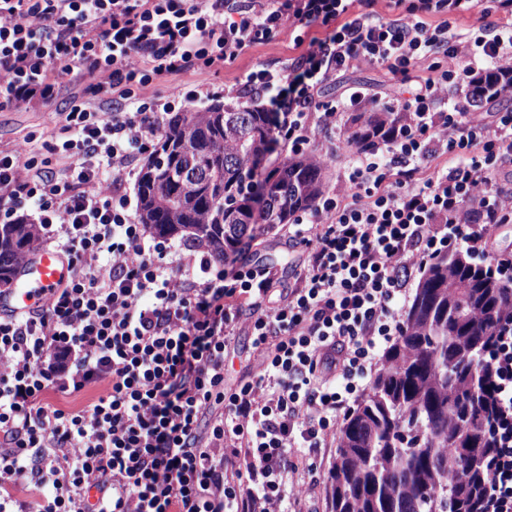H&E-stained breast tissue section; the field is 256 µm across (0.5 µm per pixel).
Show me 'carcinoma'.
I'll list each match as a JSON object with an SVG mask.
<instances>
[{
    "label": "carcinoma",
    "instance_id": "obj_1",
    "mask_svg": "<svg viewBox=\"0 0 512 512\" xmlns=\"http://www.w3.org/2000/svg\"><path fill=\"white\" fill-rule=\"evenodd\" d=\"M388 112H361L348 143L370 149ZM274 152L269 115L218 102L172 116L137 180L139 217L165 239L203 245L214 263L247 231L288 223L323 192L324 168L302 155L258 179ZM36 224H0V285L38 248ZM512 322V289L465 252L446 251L421 273L403 331L346 420L331 468L328 512H477L487 473L488 389L482 358Z\"/></svg>",
    "mask_w": 512,
    "mask_h": 512
}]
</instances>
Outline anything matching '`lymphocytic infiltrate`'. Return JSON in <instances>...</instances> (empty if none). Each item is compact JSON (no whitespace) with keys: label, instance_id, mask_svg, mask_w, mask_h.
<instances>
[{"label":"lymphocytic infiltrate","instance_id":"obj_1","mask_svg":"<svg viewBox=\"0 0 512 512\" xmlns=\"http://www.w3.org/2000/svg\"><path fill=\"white\" fill-rule=\"evenodd\" d=\"M0 0V112L81 85L42 147L0 150V219L40 225L67 282L28 314L0 317V512H304L289 473L310 474L400 335L411 279L459 247L512 287V107L492 122L470 94L512 75V0ZM478 12L459 33L457 19ZM437 24H430V17ZM295 30L290 63L249 71L225 95L269 113L277 146L308 154L343 113L370 103L325 87L361 64L399 81L396 122L351 154L339 189L278 231L304 259L292 285L252 260L264 230L216 264L148 235L124 185L170 114L209 86L163 77L233 64ZM111 102V111L101 103ZM121 262H113V255ZM249 320L261 372L227 384ZM488 478L481 512H512V324L488 353ZM105 385L73 411L63 398ZM31 484L40 500L19 497Z\"/></svg>","mask_w":512,"mask_h":512}]
</instances>
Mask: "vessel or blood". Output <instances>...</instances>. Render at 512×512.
Here are the masks:
<instances>
[{
	"mask_svg": "<svg viewBox=\"0 0 512 512\" xmlns=\"http://www.w3.org/2000/svg\"><path fill=\"white\" fill-rule=\"evenodd\" d=\"M69 265L60 253L37 249L19 265L12 288L0 292V316L43 305L52 290L66 282Z\"/></svg>",
	"mask_w": 512,
	"mask_h": 512,
	"instance_id": "1",
	"label": "vessel or blood"
}]
</instances>
